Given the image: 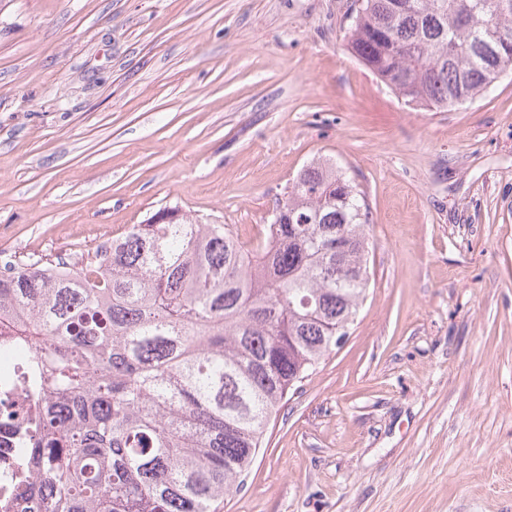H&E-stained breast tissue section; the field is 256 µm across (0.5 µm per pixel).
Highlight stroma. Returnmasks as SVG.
<instances>
[{
  "label": "stroma",
  "mask_w": 512,
  "mask_h": 512,
  "mask_svg": "<svg viewBox=\"0 0 512 512\" xmlns=\"http://www.w3.org/2000/svg\"><path fill=\"white\" fill-rule=\"evenodd\" d=\"M351 5L0 0V261H75L163 207L246 238L336 164L367 295L220 512H512V73L407 105L348 49Z\"/></svg>",
  "instance_id": "35a3bbf8"
}]
</instances>
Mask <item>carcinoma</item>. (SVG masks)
Instances as JSON below:
<instances>
[{
    "label": "carcinoma",
    "mask_w": 512,
    "mask_h": 512,
    "mask_svg": "<svg viewBox=\"0 0 512 512\" xmlns=\"http://www.w3.org/2000/svg\"><path fill=\"white\" fill-rule=\"evenodd\" d=\"M352 53L408 105L512 71V0H354ZM365 193L306 166L243 258L227 224L161 208L69 267L0 271V347L32 407L0 512H217L288 390L348 334L368 286Z\"/></svg>",
    "instance_id": "carcinoma-1"
}]
</instances>
